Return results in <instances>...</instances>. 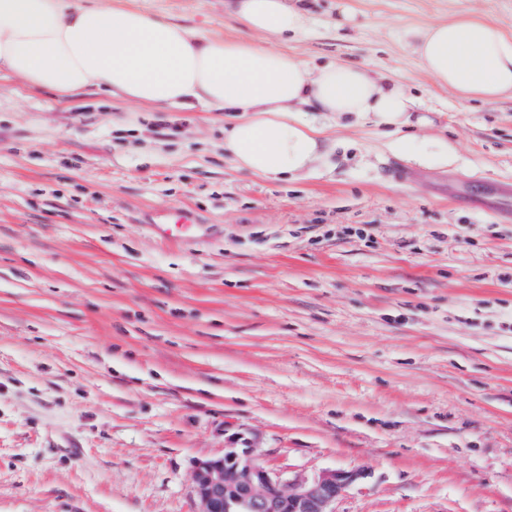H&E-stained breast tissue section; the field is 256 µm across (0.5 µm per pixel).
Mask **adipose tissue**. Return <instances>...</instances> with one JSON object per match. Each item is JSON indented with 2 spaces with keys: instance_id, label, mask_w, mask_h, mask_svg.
Returning <instances> with one entry per match:
<instances>
[{
  "instance_id": "adipose-tissue-1",
  "label": "adipose tissue",
  "mask_w": 512,
  "mask_h": 512,
  "mask_svg": "<svg viewBox=\"0 0 512 512\" xmlns=\"http://www.w3.org/2000/svg\"><path fill=\"white\" fill-rule=\"evenodd\" d=\"M248 40L210 36L117 0H0V79L65 100L96 89L156 109L231 113L224 152L269 181L311 174L331 128L371 123L397 152L419 154L418 102L409 86L355 64L309 65L255 43L304 34L303 0H229ZM403 38L424 71L458 99L512 96V33L476 15L424 23Z\"/></svg>"
}]
</instances>
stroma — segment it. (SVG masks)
<instances>
[{"mask_svg":"<svg viewBox=\"0 0 512 512\" xmlns=\"http://www.w3.org/2000/svg\"><path fill=\"white\" fill-rule=\"evenodd\" d=\"M245 39L224 0H121ZM313 0L286 50L410 85L440 166L369 124L309 177L224 156V115L0 80V512H195L248 440L283 477L363 476L335 512H512V98L460 101L404 44L512 0ZM408 171L398 182L385 168ZM190 210L200 231L158 242Z\"/></svg>","mask_w":512,"mask_h":512,"instance_id":"stroma-1","label":"stroma"}]
</instances>
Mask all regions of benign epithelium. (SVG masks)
<instances>
[{
  "instance_id": "1",
  "label": "benign epithelium",
  "mask_w": 512,
  "mask_h": 512,
  "mask_svg": "<svg viewBox=\"0 0 512 512\" xmlns=\"http://www.w3.org/2000/svg\"><path fill=\"white\" fill-rule=\"evenodd\" d=\"M360 477L357 471L328 470L285 480L257 462L250 448H230L224 456L195 466L199 512H335L332 505Z\"/></svg>"
}]
</instances>
